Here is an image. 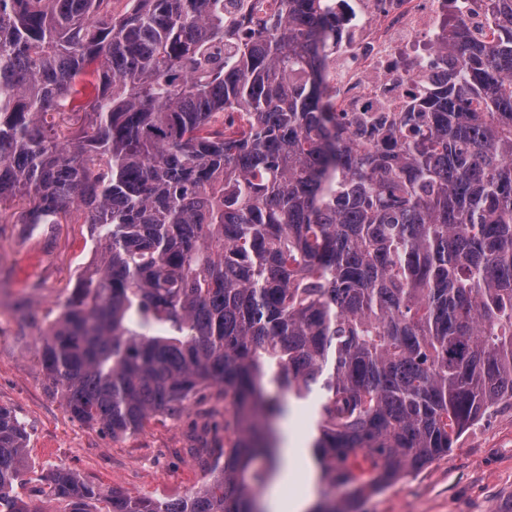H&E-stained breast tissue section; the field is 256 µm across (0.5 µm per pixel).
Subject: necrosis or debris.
<instances>
[{
    "mask_svg": "<svg viewBox=\"0 0 512 512\" xmlns=\"http://www.w3.org/2000/svg\"><path fill=\"white\" fill-rule=\"evenodd\" d=\"M336 36L326 58L328 94L347 121L400 112L424 95L453 66L440 53L450 23L494 36L481 0H326Z\"/></svg>",
    "mask_w": 512,
    "mask_h": 512,
    "instance_id": "obj_1",
    "label": "necrosis or debris"
}]
</instances>
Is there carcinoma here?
Returning a JSON list of instances; mask_svg holds the SVG:
<instances>
[{
	"instance_id": "cac0c4a2",
	"label": "carcinoma",
	"mask_w": 512,
	"mask_h": 512,
	"mask_svg": "<svg viewBox=\"0 0 512 512\" xmlns=\"http://www.w3.org/2000/svg\"><path fill=\"white\" fill-rule=\"evenodd\" d=\"M0 0V224L96 228L35 354L119 439L224 403L210 479L156 501L65 468L62 512H264L271 418L314 408L321 493L361 500L512 407V0L398 123L332 112L325 0ZM240 112L238 128L224 113ZM271 382L279 395L266 394ZM27 432L0 407V512Z\"/></svg>"
}]
</instances>
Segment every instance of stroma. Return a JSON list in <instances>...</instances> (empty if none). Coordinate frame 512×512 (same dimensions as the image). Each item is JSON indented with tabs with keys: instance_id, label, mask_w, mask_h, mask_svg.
Returning a JSON list of instances; mask_svg holds the SVG:
<instances>
[{
	"instance_id": "stroma-1",
	"label": "stroma",
	"mask_w": 512,
	"mask_h": 512,
	"mask_svg": "<svg viewBox=\"0 0 512 512\" xmlns=\"http://www.w3.org/2000/svg\"><path fill=\"white\" fill-rule=\"evenodd\" d=\"M94 244L86 224H43L31 235L21 224L0 226V407L24 424L27 470L39 478L63 467L137 497H185L204 476L190 449L224 445L223 428L205 427L202 405L190 402L181 419L159 418L115 440L70 417L35 359L36 329L66 305ZM306 474L304 458L289 459L262 504L302 496ZM361 512H512V409L485 414L447 456L366 497Z\"/></svg>"
}]
</instances>
